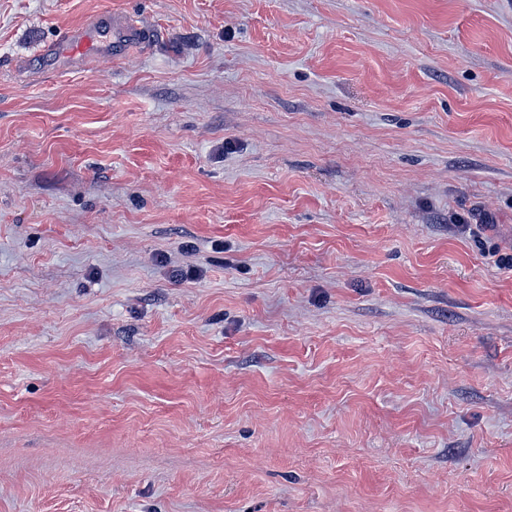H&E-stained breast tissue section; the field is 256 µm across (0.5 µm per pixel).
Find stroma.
<instances>
[{
    "mask_svg": "<svg viewBox=\"0 0 512 512\" xmlns=\"http://www.w3.org/2000/svg\"><path fill=\"white\" fill-rule=\"evenodd\" d=\"M507 257L512 0H0V512H512ZM112 32H118V40L114 43L122 44L140 40L142 33L139 29L129 26L121 17L112 15H97L89 23H83L71 30L64 36L63 46H68L69 56L84 54L85 59L91 62L98 54L104 52L109 42L104 39L110 37Z\"/></svg>",
    "mask_w": 512,
    "mask_h": 512,
    "instance_id": "35a3bbf8",
    "label": "stroma"
}]
</instances>
